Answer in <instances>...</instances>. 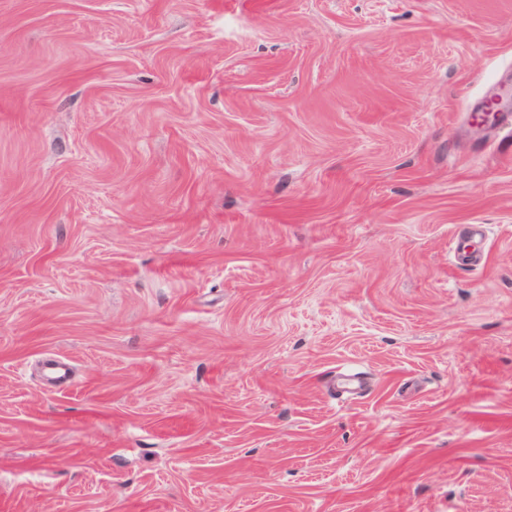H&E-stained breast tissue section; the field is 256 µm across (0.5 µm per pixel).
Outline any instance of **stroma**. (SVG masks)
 <instances>
[{
	"mask_svg": "<svg viewBox=\"0 0 512 512\" xmlns=\"http://www.w3.org/2000/svg\"><path fill=\"white\" fill-rule=\"evenodd\" d=\"M511 62L512 0H0V512H512Z\"/></svg>",
	"mask_w": 512,
	"mask_h": 512,
	"instance_id": "obj_1",
	"label": "stroma"
}]
</instances>
